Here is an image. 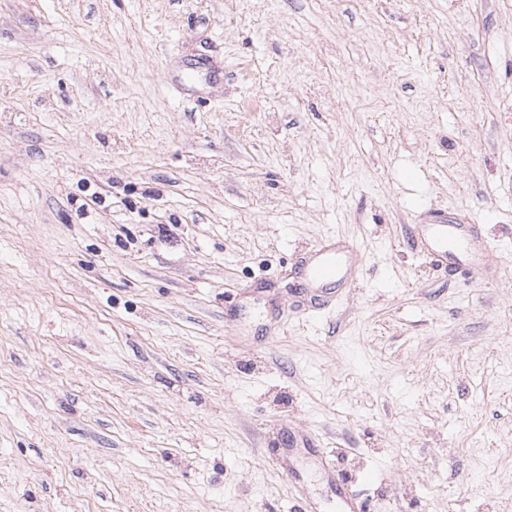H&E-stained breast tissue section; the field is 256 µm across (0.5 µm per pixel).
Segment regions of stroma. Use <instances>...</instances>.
<instances>
[{
  "mask_svg": "<svg viewBox=\"0 0 512 512\" xmlns=\"http://www.w3.org/2000/svg\"><path fill=\"white\" fill-rule=\"evenodd\" d=\"M287 428L368 512H512V0H0V512H294ZM465 216L439 214L418 228L421 254L448 274H482L494 250L483 244L481 224ZM361 260L359 246L347 239H327L311 248L299 265L301 285L311 293L310 310L336 305L339 291L355 286V267ZM320 458L323 468L333 476L335 475V490L337 502L341 512H364L365 505L359 491L348 479L336 474L335 465L330 456L321 448H314Z\"/></svg>",
  "mask_w": 512,
  "mask_h": 512,
  "instance_id": "obj_1",
  "label": "stroma"
}]
</instances>
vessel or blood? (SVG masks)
Instances as JSON below:
<instances>
[{"label":"vessel or blood","mask_w":512,"mask_h":512,"mask_svg":"<svg viewBox=\"0 0 512 512\" xmlns=\"http://www.w3.org/2000/svg\"><path fill=\"white\" fill-rule=\"evenodd\" d=\"M422 255L435 268L455 274H481L493 254L483 243L481 225L461 216H435L418 228ZM361 259L359 246L344 238H333L311 248L299 265L301 284L310 293L309 309L335 306L340 290L354 287L355 267ZM335 490L341 512H365L353 483L336 477Z\"/></svg>","instance_id":"vessel-or-blood-1"}]
</instances>
